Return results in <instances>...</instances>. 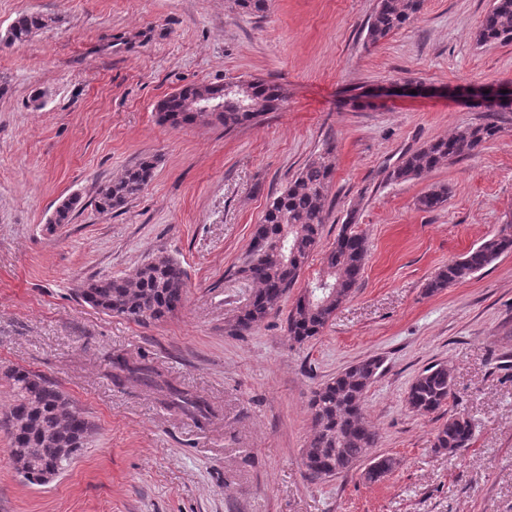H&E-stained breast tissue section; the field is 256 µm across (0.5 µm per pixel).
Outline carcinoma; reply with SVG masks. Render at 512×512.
I'll use <instances>...</instances> for the list:
<instances>
[{
    "instance_id": "carcinoma-1",
    "label": "carcinoma",
    "mask_w": 512,
    "mask_h": 512,
    "mask_svg": "<svg viewBox=\"0 0 512 512\" xmlns=\"http://www.w3.org/2000/svg\"><path fill=\"white\" fill-rule=\"evenodd\" d=\"M424 0H377L367 21L366 38L375 44L392 32L411 24L420 14ZM246 13L267 11L268 0H234ZM51 18L41 13L19 15L8 29L6 41L21 43L48 27ZM480 46L512 43V0H493L475 35ZM191 92L179 90L162 99L157 108L161 123L173 130L190 126L199 117L188 111ZM285 103L278 84L257 81L245 98L227 94L220 112L205 117L208 122L232 131ZM502 127L496 113L490 112L476 123L459 128L448 138L430 140L410 152L388 175L393 182L424 177L432 170L470 155L484 143L499 136ZM155 160L145 157L124 174L102 185L95 198L101 213H110L137 196L149 182ZM335 170L333 149L307 161L304 167L270 201L252 241H265V250L249 249L239 272L259 286L250 303L236 315L235 329L250 330L261 324L280 307L283 297L297 282L311 253L317 247L326 223L325 203ZM448 199V187L442 185L418 199L423 210H432ZM80 205V197H71L58 207L52 224H67ZM367 239L344 224L331 249L325 254L324 268L308 286L313 298L297 299L288 314V333L297 343L320 335L337 308L353 293L367 256ZM512 253V223L505 224L490 238L463 257L441 267L426 283L428 295L446 288L487 268L499 257ZM187 275L175 258L163 253L151 257L133 277H98L80 288V298L91 307L142 325L159 322L181 309L186 298ZM110 377L116 387L135 380L159 393L161 403L199 425L216 417L212 405L173 382L143 358L131 360L114 355L109 360ZM384 372V362L370 357L346 367L313 393L311 415L313 434L303 450V464L312 477L336 476L326 467L336 460L358 464L367 460L370 449L378 447L379 434L363 415V398ZM12 403L5 413L11 422L10 453L16 469L27 471L23 479L31 485H43L42 463L53 460L65 470L70 460L57 457L60 448L86 447L93 425L85 412L54 382L32 371L10 367ZM451 377L448 367L435 363L425 368L411 383L406 404L421 416L437 413L448 403ZM473 426L469 417L448 414V420L434 430L433 448L455 455L470 447ZM395 458L379 455L370 460L364 473L368 482H376L395 468Z\"/></svg>"
}]
</instances>
